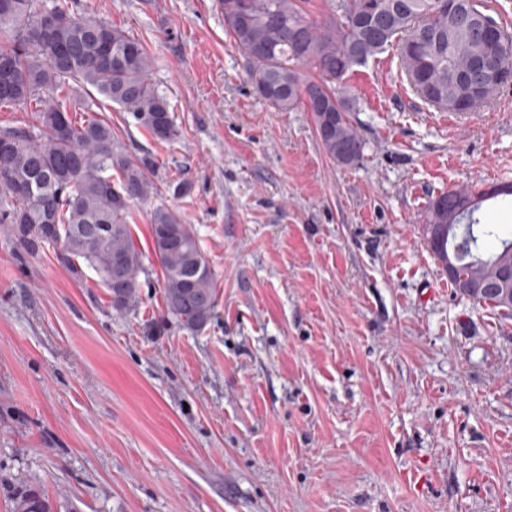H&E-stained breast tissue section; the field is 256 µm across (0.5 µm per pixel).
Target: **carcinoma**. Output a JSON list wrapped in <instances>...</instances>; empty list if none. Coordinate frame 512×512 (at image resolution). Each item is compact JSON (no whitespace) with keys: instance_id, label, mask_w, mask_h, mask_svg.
<instances>
[{"instance_id":"carcinoma-1","label":"carcinoma","mask_w":512,"mask_h":512,"mask_svg":"<svg viewBox=\"0 0 512 512\" xmlns=\"http://www.w3.org/2000/svg\"><path fill=\"white\" fill-rule=\"evenodd\" d=\"M306 0H218L224 28L248 59L257 94L281 112L304 106L314 118L324 151L351 165L365 142L349 113L355 99L342 90L346 75L402 39L406 78L425 102L447 112H472L493 100L500 80L474 82L468 73L484 47L468 16H490L484 0H331L318 20ZM498 30L501 62L512 69V37ZM318 79L312 80L306 72ZM150 61L140 39L91 12L70 11L60 0H0V106L33 108L25 126H0V224L31 255L53 251L77 279L92 269L107 288L112 307L135 306L141 252L131 237L130 203L158 195L156 161L132 153L112 125L92 116L93 99L76 88H94L120 106L159 141L175 137L170 106L149 78ZM117 172L113 184L105 182ZM486 191L452 189L429 201L428 224H450L451 235L426 239L440 262L455 252L459 277L494 279L498 256L512 246V233L462 210ZM152 250L158 260L166 312L191 332L210 322L217 304L212 270L191 225L179 211L160 204L150 211ZM493 237L488 255L480 243ZM507 296L472 300L512 311ZM13 512H51L35 488L16 491Z\"/></svg>"}]
</instances>
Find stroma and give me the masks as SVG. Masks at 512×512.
<instances>
[{
    "label": "stroma",
    "instance_id": "1",
    "mask_svg": "<svg viewBox=\"0 0 512 512\" xmlns=\"http://www.w3.org/2000/svg\"><path fill=\"white\" fill-rule=\"evenodd\" d=\"M78 6L143 41L180 134L98 101L158 164L131 310L0 224V512L24 485L54 512H512V314L457 294L423 236L432 198L512 181V80L440 112L385 49L345 78L365 150L343 165L260 98L218 0ZM155 203L214 273L201 331L166 313Z\"/></svg>",
    "mask_w": 512,
    "mask_h": 512
}]
</instances>
